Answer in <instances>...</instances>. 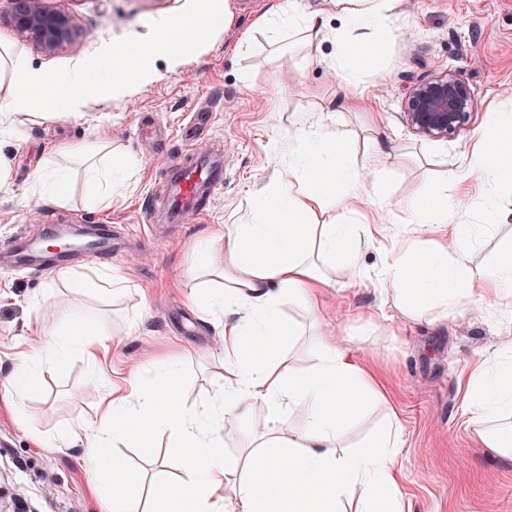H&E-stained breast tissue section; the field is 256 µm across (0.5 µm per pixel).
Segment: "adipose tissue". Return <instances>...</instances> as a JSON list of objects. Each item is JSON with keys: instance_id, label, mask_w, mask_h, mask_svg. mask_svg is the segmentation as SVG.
<instances>
[{"instance_id": "obj_1", "label": "adipose tissue", "mask_w": 512, "mask_h": 512, "mask_svg": "<svg viewBox=\"0 0 512 512\" xmlns=\"http://www.w3.org/2000/svg\"><path fill=\"white\" fill-rule=\"evenodd\" d=\"M333 2L342 22L337 29L328 27L321 12L308 11L303 0H277L262 23L335 43V55L320 54L313 61L348 78L363 68L376 33L396 19L401 0ZM227 20L228 0H198L193 11L157 25L149 40L129 39L100 60L52 79L30 68L22 53L1 39L0 81H9L10 92L0 98V111L19 120L82 115L89 100L122 96L157 80L158 62L175 70L186 55L206 49ZM491 122L499 126L502 143L477 137L447 183L409 201L420 232L388 257L371 326L423 311L444 315L466 306L489 308L512 298L511 251L488 265L471 261L480 239L499 224V214L489 211L478 225L459 223L465 201L448 192L449 186L483 175L512 185V124L498 115ZM344 153L329 131L300 135L277 193L262 202L255 221L231 225L198 245L188 278L215 275L224 281L222 288L191 296L220 327L222 341L223 383L200 408L183 406L175 389L177 362L137 364L119 384L97 376L107 403L88 428L45 438L49 448L86 438L90 478L103 512H139L147 498L152 512H403L400 459L406 434L397 413H390L378 435L360 449L342 447L362 412L388 396L366 357L326 318L333 281L311 259L317 251L326 263L340 262L349 276L357 274L361 239L350 225L320 224L316 217L331 206L353 212L363 192H379L391 154L377 139L361 164L344 163ZM72 154L89 163L91 203L138 165L103 142L82 145ZM67 282L77 297L129 289L115 270L72 274ZM294 302L307 307L318 326L316 362L303 370L286 359L287 347L300 334L297 323L283 314ZM231 307L240 318L224 322ZM111 340L105 328L74 307L68 325L45 330L40 342L21 354L9 383L11 396L23 399L36 376L60 372L72 355L97 365ZM464 378L468 432L480 447L512 458V336L476 354ZM258 406L263 409L260 435L249 452L228 457L225 422L252 423ZM296 406L307 409L308 419L291 428L285 416ZM160 430L169 433L172 454L185 473L176 480L158 478L148 488L120 447L132 443L150 452Z\"/></svg>"}]
</instances>
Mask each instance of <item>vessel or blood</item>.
<instances>
[{
	"instance_id": "obj_1",
	"label": "vessel or blood",
	"mask_w": 512,
	"mask_h": 512,
	"mask_svg": "<svg viewBox=\"0 0 512 512\" xmlns=\"http://www.w3.org/2000/svg\"><path fill=\"white\" fill-rule=\"evenodd\" d=\"M167 179L170 193L164 204L165 219L185 224L204 210L206 190L223 188L224 168L213 158L189 153ZM73 230L84 240V248L48 253L40 248L38 237L32 235L28 225H17L11 248L0 251V265L40 277L53 269L112 256L113 242L121 233L120 226L100 222L77 224Z\"/></svg>"
}]
</instances>
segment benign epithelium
Masks as SVG:
<instances>
[{
  "label": "benign epithelium",
  "mask_w": 512,
  "mask_h": 512,
  "mask_svg": "<svg viewBox=\"0 0 512 512\" xmlns=\"http://www.w3.org/2000/svg\"><path fill=\"white\" fill-rule=\"evenodd\" d=\"M4 21L22 40L49 55L66 46L73 31L70 16L47 9L44 0H22ZM401 108L403 122L416 138L452 139L470 129L476 101L461 73L445 69L410 86Z\"/></svg>",
  "instance_id": "1"
}]
</instances>
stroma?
Instances as JSON below:
<instances>
[{
    "mask_svg": "<svg viewBox=\"0 0 512 512\" xmlns=\"http://www.w3.org/2000/svg\"><path fill=\"white\" fill-rule=\"evenodd\" d=\"M195 0H45L52 11L73 19L69 44L52 55L31 43L19 48L32 68L48 77L95 61L106 47L127 36L148 39L155 24L190 10ZM274 0H228L229 21L207 51L176 72L126 96L90 103L81 117H34L14 123L0 114V242L15 225L32 228L61 212L139 228L149 199H164L163 173L173 167L181 142L167 150H145L137 135L139 116L158 114L171 130L199 104L214 123L194 143L196 153L224 166V186L191 223L161 228L157 238L131 242L112 269L130 281L117 297L88 294V313L112 334L113 344L98 362L113 382L135 360L181 363L178 386L187 407L200 405L222 383L215 358L219 330L189 300L186 270L197 242L231 224L250 223L257 206L275 194L279 173L297 137L327 125L345 143L350 162L361 161L371 138L383 140L391 161L382 197L371 196L357 212L326 211L322 222H343L364 230L377 223L383 243L415 236L406 200L426 191L457 168L476 135L487 133L489 112L512 114V0H403L400 13L378 40L381 50L357 79L345 82L322 65L304 66L301 36L282 40L256 25ZM452 68L470 84L477 108L470 132L454 139L417 140L401 119L409 86ZM96 139L115 153L135 156L139 165L124 184L100 203L85 198L81 169H74L70 198L59 205L40 198L35 173L63 151ZM465 224H479L486 207L508 213L506 223L485 237L472 261L487 264L512 248V189L483 179L467 188ZM361 275L349 280L342 268L339 327L352 347L369 359L401 415L407 446L401 456L405 512H512V459L475 447L462 425L458 378L475 353L493 348L512 333V306L484 313L472 308L440 318L424 313L394 319L372 330L367 319L381 297L375 286L383 267L381 250L362 247ZM74 297L60 271L37 278L0 268V497L23 492V512H99L89 485L83 443L43 447L40 438L90 423L105 407V391L87 362L72 356L62 372L36 377L21 403L6 389L21 352L43 330L60 325Z\"/></svg>",
    "mask_w": 512,
    "mask_h": 512,
    "instance_id": "stroma-1",
    "label": "stroma"
}]
</instances>
